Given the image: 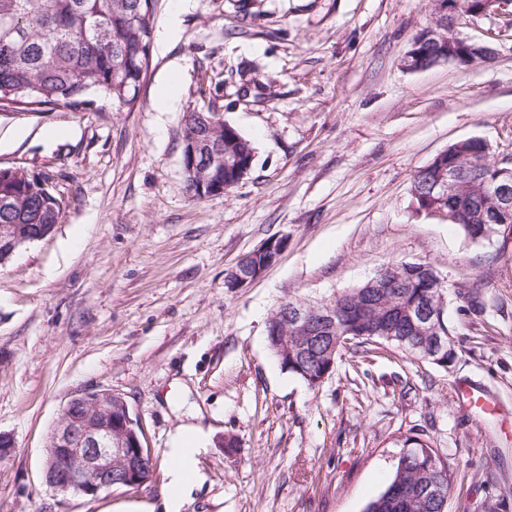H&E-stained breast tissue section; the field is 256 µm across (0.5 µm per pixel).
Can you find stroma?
<instances>
[{
    "label": "stroma",
    "mask_w": 512,
    "mask_h": 512,
    "mask_svg": "<svg viewBox=\"0 0 512 512\" xmlns=\"http://www.w3.org/2000/svg\"><path fill=\"white\" fill-rule=\"evenodd\" d=\"M134 106L94 95L0 109V167L45 178L53 232L0 264V512H166L168 450L200 428L202 475L180 512H364L406 437L454 475L447 512H512V227L474 242L416 213V170L480 137L512 163V5L461 18L476 63L410 69L436 0H156ZM212 107L255 147L229 192L191 200L181 120ZM285 246L239 290L226 271L267 239ZM431 263L447 286L448 368L380 344L347 346L318 386L266 343L280 305L334 301L381 268ZM478 287L482 310L466 296ZM500 409L467 411L457 386ZM126 400L152 482L95 497L55 492L46 448L75 394Z\"/></svg>",
    "instance_id": "35a3bbf8"
}]
</instances>
